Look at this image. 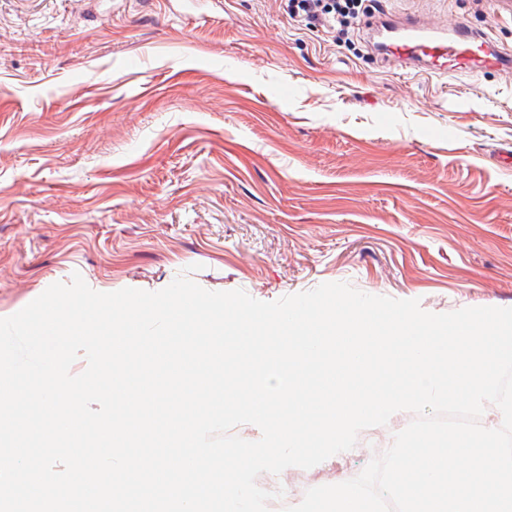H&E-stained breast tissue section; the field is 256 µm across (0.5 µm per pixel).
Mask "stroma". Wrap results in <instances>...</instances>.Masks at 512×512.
<instances>
[{
  "mask_svg": "<svg viewBox=\"0 0 512 512\" xmlns=\"http://www.w3.org/2000/svg\"><path fill=\"white\" fill-rule=\"evenodd\" d=\"M512 49L497 0H381ZM80 274L265 302L344 282L429 313L512 308V75L383 63L277 0H0V318ZM284 497L358 476L412 421Z\"/></svg>",
  "mask_w": 512,
  "mask_h": 512,
  "instance_id": "obj_1",
  "label": "stroma"
}]
</instances>
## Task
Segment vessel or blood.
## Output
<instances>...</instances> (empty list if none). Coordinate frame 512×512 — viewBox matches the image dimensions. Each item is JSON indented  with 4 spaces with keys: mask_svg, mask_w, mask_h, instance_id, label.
Returning a JSON list of instances; mask_svg holds the SVG:
<instances>
[{
    "mask_svg": "<svg viewBox=\"0 0 512 512\" xmlns=\"http://www.w3.org/2000/svg\"><path fill=\"white\" fill-rule=\"evenodd\" d=\"M365 29L383 58L432 73L498 67L505 62L499 51L490 50L487 34L473 31L459 18L448 27L429 26L389 13L370 16Z\"/></svg>",
    "mask_w": 512,
    "mask_h": 512,
    "instance_id": "vessel-or-blood-1",
    "label": "vessel or blood"
}]
</instances>
